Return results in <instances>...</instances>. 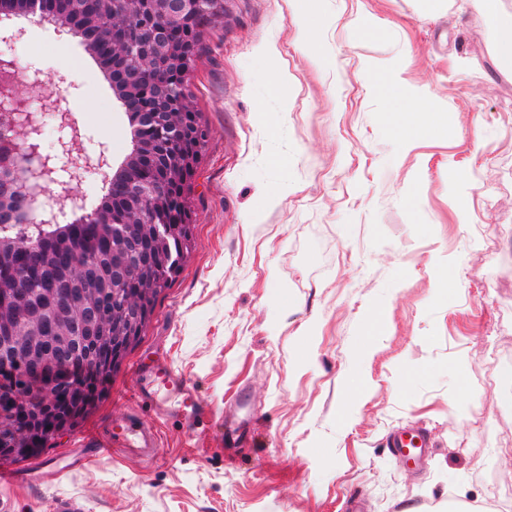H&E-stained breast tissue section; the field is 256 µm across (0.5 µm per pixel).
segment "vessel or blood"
<instances>
[{
  "label": "vessel or blood",
  "instance_id": "1",
  "mask_svg": "<svg viewBox=\"0 0 512 512\" xmlns=\"http://www.w3.org/2000/svg\"><path fill=\"white\" fill-rule=\"evenodd\" d=\"M144 383L137 392L140 401L157 405L169 402L173 411L193 419L200 413L196 390L182 374L166 363H140L138 367ZM87 454L75 459L78 467H86L109 449L134 451L155 457L157 436L152 426L138 419H121L112 423L108 433H92L86 437Z\"/></svg>",
  "mask_w": 512,
  "mask_h": 512
}]
</instances>
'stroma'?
Masks as SVG:
<instances>
[{
  "instance_id": "stroma-1",
  "label": "stroma",
  "mask_w": 512,
  "mask_h": 512,
  "mask_svg": "<svg viewBox=\"0 0 512 512\" xmlns=\"http://www.w3.org/2000/svg\"><path fill=\"white\" fill-rule=\"evenodd\" d=\"M324 7L320 68L288 0H224L189 79L209 128L192 249L92 413L0 464L21 476L0 512H512V73L492 61L496 22L481 0ZM11 26L0 53L50 79L118 170L129 123L78 38ZM270 46L284 104L256 69ZM401 84L425 89L421 116L395 111ZM147 358L188 378L201 417L136 398ZM127 415L156 429L154 460L71 468ZM408 427L432 442L412 464L386 446ZM52 462L65 472L42 475Z\"/></svg>"
}]
</instances>
